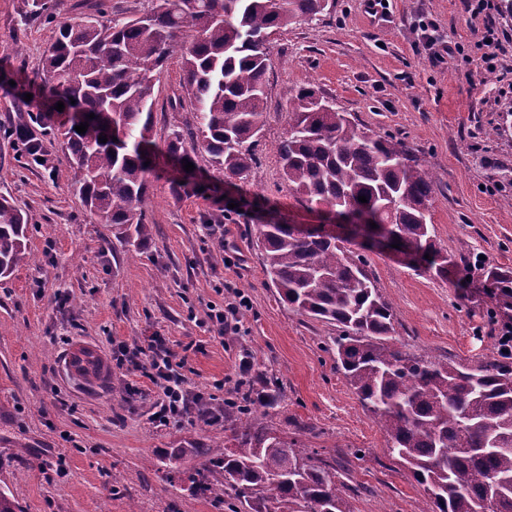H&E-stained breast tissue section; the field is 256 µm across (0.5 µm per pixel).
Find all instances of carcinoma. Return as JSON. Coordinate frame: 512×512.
Instances as JSON below:
<instances>
[{"label":"carcinoma","mask_w":512,"mask_h":512,"mask_svg":"<svg viewBox=\"0 0 512 512\" xmlns=\"http://www.w3.org/2000/svg\"><path fill=\"white\" fill-rule=\"evenodd\" d=\"M329 0H153L150 12L107 23L89 15L58 26L36 84L49 111L11 134L21 155L45 165L32 125L48 127L58 102L94 115L87 131L59 125L68 146L75 193L130 253L149 238L143 203L152 166L157 76L180 49L184 96L195 106V132L179 130L166 153L203 158L227 178H243L256 161L265 124L271 37L328 13ZM311 88L288 99V133L277 154L290 189L310 205L357 212L433 268L440 254L428 223L434 194L429 168L391 136L361 129ZM107 136V142L98 140ZM122 136V145L113 142ZM367 202L361 203L358 197ZM28 216L0 198V281L31 262ZM322 228L261 224L256 245L271 285L298 313L336 325V370L375 414L387 451L423 487L421 512H512V362L464 366L417 355L390 342L392 306L369 274L366 258ZM430 258H424V255ZM484 293L495 311L512 312V270L484 268ZM232 423L234 447L208 449L210 474L199 491L230 493L247 512H353L336 467L270 428L245 405Z\"/></svg>","instance_id":"1"}]
</instances>
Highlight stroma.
I'll list each match as a JSON object with an SVG mask.
<instances>
[{
  "instance_id": "1",
  "label": "stroma",
  "mask_w": 512,
  "mask_h": 512,
  "mask_svg": "<svg viewBox=\"0 0 512 512\" xmlns=\"http://www.w3.org/2000/svg\"><path fill=\"white\" fill-rule=\"evenodd\" d=\"M30 2L0 0V195L27 214L33 257L0 283V490L21 512H237L233 496L195 487L207 463L199 451L223 435V423H204L192 409L152 424L157 388L110 361L119 346L162 336L188 389L212 407L246 389L273 394L267 423L361 487L354 512H420L422 487L389 456L378 421L336 370L338 328L280 299L255 233L270 222L330 220L290 190L276 153L289 97L313 88L360 126L404 142L435 173L432 234L458 273L417 270L389 250L365 253L393 307L394 342L465 364L502 358L508 319L489 316L481 282L484 263L512 268V93L502 92L512 79V44L493 73L459 58L436 65L418 47L414 24L428 18L440 40L473 46L482 24L470 20L464 0H388L375 12L366 0H330L323 21L274 37L265 127L247 177L219 176L202 161L189 189L176 193L171 182L182 172L160 155L143 204L152 233L131 259L72 193L61 138L43 136L47 166H25L8 132L40 109L26 85L42 73L56 24L99 11L108 20L139 16L152 0H55L51 23ZM180 79L176 52L155 87L156 146L195 123L190 107L169 105ZM219 253L232 264L215 263ZM461 277L468 287H458ZM233 301L238 328L218 332L209 314ZM80 341L109 361L97 382L67 366Z\"/></svg>"
}]
</instances>
